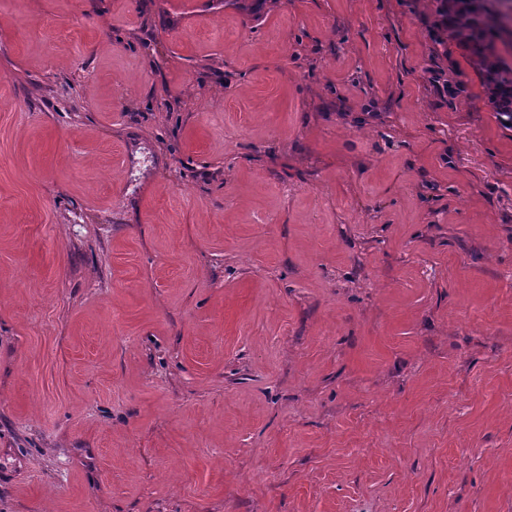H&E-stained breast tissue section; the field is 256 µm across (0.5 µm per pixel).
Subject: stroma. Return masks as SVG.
<instances>
[{
    "mask_svg": "<svg viewBox=\"0 0 512 512\" xmlns=\"http://www.w3.org/2000/svg\"><path fill=\"white\" fill-rule=\"evenodd\" d=\"M435 10L0 0V512H512V127Z\"/></svg>",
    "mask_w": 512,
    "mask_h": 512,
    "instance_id": "obj_1",
    "label": "stroma"
}]
</instances>
